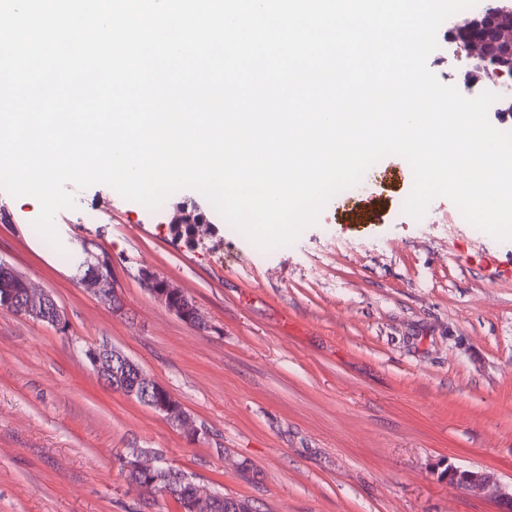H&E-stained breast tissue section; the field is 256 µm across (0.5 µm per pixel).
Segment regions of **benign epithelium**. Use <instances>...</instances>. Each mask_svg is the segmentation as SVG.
<instances>
[{"instance_id":"obj_1","label":"benign epithelium","mask_w":512,"mask_h":512,"mask_svg":"<svg viewBox=\"0 0 512 512\" xmlns=\"http://www.w3.org/2000/svg\"><path fill=\"white\" fill-rule=\"evenodd\" d=\"M485 27L492 39L505 44H512V12L506 13L492 8L488 11ZM470 49L482 59V69L469 76L472 84L479 82L486 75H495L502 84L512 85V71L501 61L486 54L482 39L470 44ZM175 224H207L209 219L206 213L196 203L182 202L176 206ZM150 293L168 311L179 317L188 318L184 307L177 301L181 291L170 284L163 288L151 287ZM90 292L98 302L108 306L112 313L120 314L123 311V302L111 282L109 272L100 271L98 278L85 282ZM33 301L35 307L25 306L21 313H34L36 320L52 326L62 327L65 315L62 308L52 294L40 289L34 290ZM87 358L98 378L112 390L121 393L129 399L149 408L166 421L183 426L188 412L183 404L177 400L159 381L147 374L131 357L120 348L109 342L100 343L86 351ZM154 463V456L149 453L135 454L124 459V469L128 472H137L149 468ZM448 484L463 487L474 494L492 493L502 495L501 489L490 475L482 471L462 470L453 465L448 466Z\"/></svg>"}]
</instances>
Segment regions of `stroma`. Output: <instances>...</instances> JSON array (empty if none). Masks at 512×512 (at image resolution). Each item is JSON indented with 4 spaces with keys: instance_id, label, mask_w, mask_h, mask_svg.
<instances>
[{
    "instance_id": "1",
    "label": "stroma",
    "mask_w": 512,
    "mask_h": 512,
    "mask_svg": "<svg viewBox=\"0 0 512 512\" xmlns=\"http://www.w3.org/2000/svg\"><path fill=\"white\" fill-rule=\"evenodd\" d=\"M364 181L270 251L196 190L152 211L102 184L56 215L57 249L33 226L38 201L0 190V262L66 319L0 310V512H177L128 486L119 458L132 448L256 512H502L447 472L481 469L512 492V241L459 223L444 197L428 219L406 214L402 157ZM187 199L209 218L190 240L170 224ZM76 249L107 255L124 314L78 283ZM143 269L191 298L202 328L159 303ZM103 341L199 435L104 385L84 356ZM33 301L35 304L36 321L50 324L56 327H63L65 315L62 308L54 299L52 294L40 289L34 290Z\"/></svg>"
}]
</instances>
